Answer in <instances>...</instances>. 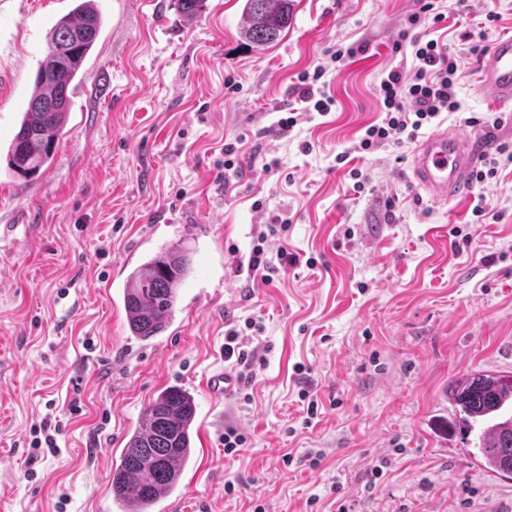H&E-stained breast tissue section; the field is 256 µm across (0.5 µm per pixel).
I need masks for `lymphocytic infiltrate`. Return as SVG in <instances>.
Wrapping results in <instances>:
<instances>
[{
    "instance_id": "obj_1",
    "label": "lymphocytic infiltrate",
    "mask_w": 512,
    "mask_h": 512,
    "mask_svg": "<svg viewBox=\"0 0 512 512\" xmlns=\"http://www.w3.org/2000/svg\"><path fill=\"white\" fill-rule=\"evenodd\" d=\"M446 19L434 0H423L419 12L407 18L393 49L412 51V72L389 70L379 83L385 115L380 123L366 128L357 146L358 152L371 153L386 146L399 147L414 142L420 130L435 122L440 114L458 111L456 74L461 58L447 43L422 30L424 21L442 24Z\"/></svg>"
}]
</instances>
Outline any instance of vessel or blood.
<instances>
[{"label":"vessel or blood","mask_w":512,"mask_h":512,"mask_svg":"<svg viewBox=\"0 0 512 512\" xmlns=\"http://www.w3.org/2000/svg\"><path fill=\"white\" fill-rule=\"evenodd\" d=\"M478 91L499 105H512V36L499 39L482 59ZM477 162L471 142L456 130L430 135L414 150L411 170L418 185L432 198L445 201L466 190ZM211 394L231 398L239 387L237 376L224 372L207 384Z\"/></svg>","instance_id":"vessel-or-blood-1"}]
</instances>
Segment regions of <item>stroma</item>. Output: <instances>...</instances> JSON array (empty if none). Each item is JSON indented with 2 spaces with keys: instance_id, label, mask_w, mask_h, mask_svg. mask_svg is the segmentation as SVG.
<instances>
[{
  "instance_id": "obj_1",
  "label": "stroma",
  "mask_w": 512,
  "mask_h": 512,
  "mask_svg": "<svg viewBox=\"0 0 512 512\" xmlns=\"http://www.w3.org/2000/svg\"><path fill=\"white\" fill-rule=\"evenodd\" d=\"M96 2L102 29L53 164L26 183L0 158V512H117L112 463L174 386L197 404L193 453L151 512H512V477L483 470L448 399L470 370L512 372V161L445 202L413 180L414 144L355 160L370 177L360 193L336 165L381 118L383 74L410 64L392 47L417 0H297L262 51L241 38L244 0H206L191 21L175 0ZM439 2L453 51L490 12L487 45L512 35V0ZM73 6L0 0V147ZM479 64L459 73L457 100L486 117L498 107L476 90ZM318 66L330 112L278 135L299 75ZM445 127L482 153L512 142V125L454 115L420 135ZM228 143L241 171L222 189ZM480 201L498 221L473 214ZM275 220L287 228L268 234ZM176 243L192 268L172 323L131 338L125 280ZM259 244L296 258L269 284L240 271ZM250 320L258 362L214 398L210 375L241 372L225 336ZM44 420L57 448L35 458ZM230 430L247 442L228 455Z\"/></svg>"
}]
</instances>
